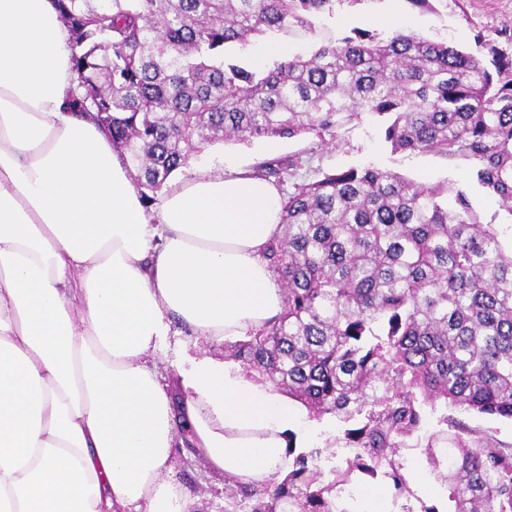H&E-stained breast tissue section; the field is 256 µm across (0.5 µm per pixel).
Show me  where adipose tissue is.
<instances>
[{
    "label": "adipose tissue",
    "instance_id": "adipose-tissue-1",
    "mask_svg": "<svg viewBox=\"0 0 512 512\" xmlns=\"http://www.w3.org/2000/svg\"><path fill=\"white\" fill-rule=\"evenodd\" d=\"M52 0H0V512H189L172 478V321L244 336L278 315L270 180L203 168L147 210L73 102ZM184 417L210 470L260 484L310 434L232 365L182 361Z\"/></svg>",
    "mask_w": 512,
    "mask_h": 512
}]
</instances>
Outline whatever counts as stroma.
<instances>
[{"label":"stroma","mask_w":512,"mask_h":512,"mask_svg":"<svg viewBox=\"0 0 512 512\" xmlns=\"http://www.w3.org/2000/svg\"><path fill=\"white\" fill-rule=\"evenodd\" d=\"M390 15L400 16L407 31L425 38L447 39L484 62H491L497 55L512 58V0H439L433 13L412 9L407 0H338L333 13L324 15L322 23L340 36L354 28L382 33L386 30L384 20ZM288 156L298 158L301 166L292 181L284 184V191H291L294 184L315 178L321 170L338 171L372 165L397 172L409 180L430 185L448 184L464 191L480 222L493 225L499 231L503 247L512 246V217L502 209L496 195L476 183L468 161L432 153L392 151L384 141L381 125L366 116L344 123L332 145H321L312 133L293 139L220 142L192 157L188 166L179 169L177 175L181 178L189 176L194 166L220 157L225 158L227 164L249 169L264 160ZM171 331L169 340L156 357L163 377H170L174 363L187 356L223 359V342L200 339L178 322L172 323ZM296 413L299 427L313 431L309 445L321 451L319 467L327 472L345 466L351 452L336 440L341 427L336 417L328 415L315 423L304 407H297ZM400 456L413 494L387 498L381 512H423L431 506L438 512H448L450 503L439 493L423 449L404 448ZM173 478L202 512H224V478L210 471L204 456L190 453L184 447L175 449Z\"/></svg>","instance_id":"35a3bbf8"}]
</instances>
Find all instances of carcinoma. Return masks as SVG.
I'll return each instance as SVG.
<instances>
[{
    "instance_id": "carcinoma-1",
    "label": "carcinoma",
    "mask_w": 512,
    "mask_h": 512,
    "mask_svg": "<svg viewBox=\"0 0 512 512\" xmlns=\"http://www.w3.org/2000/svg\"><path fill=\"white\" fill-rule=\"evenodd\" d=\"M336 0H55L71 33L75 104L124 155L145 206L179 168L220 141L336 140L343 122L380 120L392 151L470 162L512 216V60L495 71L444 39L316 20ZM309 41L264 70L258 39ZM298 160L253 174L282 180ZM373 167L322 171L282 202L267 259L279 316L235 341L224 360L332 415L351 457L326 478L321 451L288 450L260 485L224 476L225 512H349L338 491L358 472L412 494L399 451L413 438L452 512H512V444L444 414L512 420V250L467 195Z\"/></svg>"
}]
</instances>
